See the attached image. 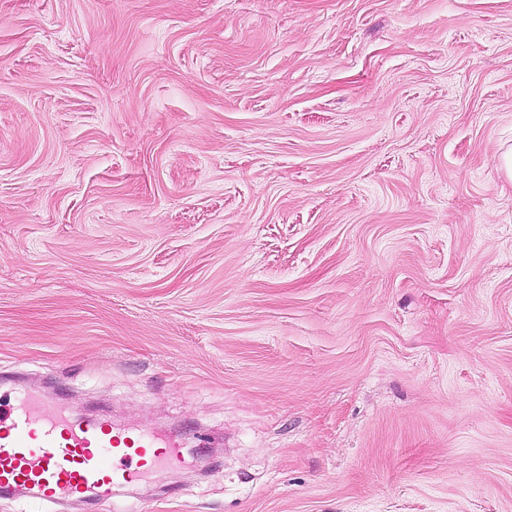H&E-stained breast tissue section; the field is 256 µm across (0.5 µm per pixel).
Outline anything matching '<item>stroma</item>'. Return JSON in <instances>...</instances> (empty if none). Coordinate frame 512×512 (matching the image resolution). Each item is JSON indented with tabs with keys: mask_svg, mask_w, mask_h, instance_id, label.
I'll return each instance as SVG.
<instances>
[{
	"mask_svg": "<svg viewBox=\"0 0 512 512\" xmlns=\"http://www.w3.org/2000/svg\"><path fill=\"white\" fill-rule=\"evenodd\" d=\"M512 0H0V397L162 435L111 501L512 512Z\"/></svg>",
	"mask_w": 512,
	"mask_h": 512,
	"instance_id": "obj_1",
	"label": "stroma"
}]
</instances>
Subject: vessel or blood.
I'll use <instances>...</instances> for the list:
<instances>
[{
    "mask_svg": "<svg viewBox=\"0 0 512 512\" xmlns=\"http://www.w3.org/2000/svg\"><path fill=\"white\" fill-rule=\"evenodd\" d=\"M175 449L154 438L114 430L103 419L70 420L51 408L29 403L0 407V492L21 489L58 499L111 497L151 469L178 462Z\"/></svg>",
    "mask_w": 512,
    "mask_h": 512,
    "instance_id": "1",
    "label": "vessel or blood"
}]
</instances>
